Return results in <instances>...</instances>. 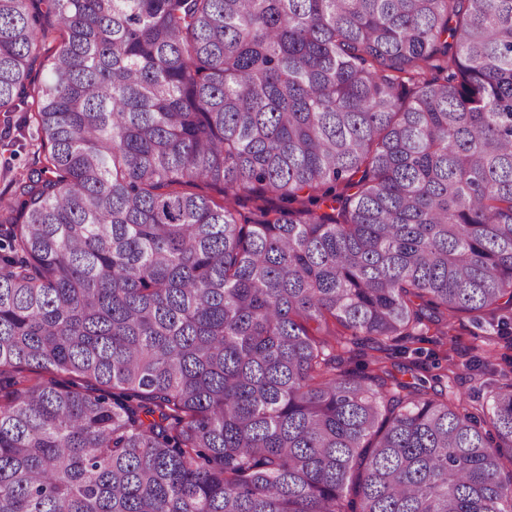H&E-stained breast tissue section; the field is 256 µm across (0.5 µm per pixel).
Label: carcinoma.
Returning a JSON list of instances; mask_svg holds the SVG:
<instances>
[{
    "label": "carcinoma",
    "mask_w": 512,
    "mask_h": 512,
    "mask_svg": "<svg viewBox=\"0 0 512 512\" xmlns=\"http://www.w3.org/2000/svg\"><path fill=\"white\" fill-rule=\"evenodd\" d=\"M27 103L0 512H512V371L336 351L512 309V0H0Z\"/></svg>",
    "instance_id": "cac0c4a2"
}]
</instances>
